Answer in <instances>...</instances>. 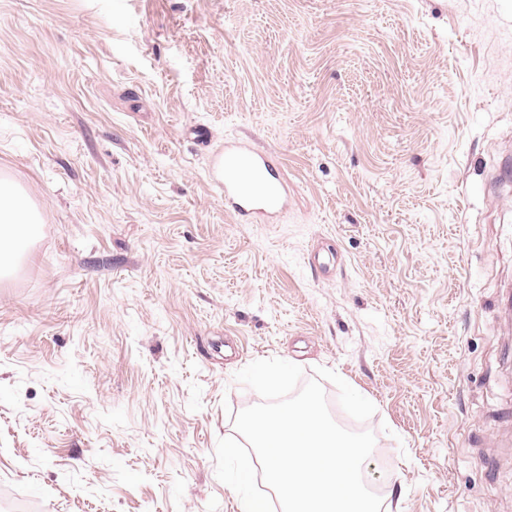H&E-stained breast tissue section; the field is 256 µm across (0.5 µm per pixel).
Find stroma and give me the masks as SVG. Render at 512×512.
Masks as SVG:
<instances>
[{
    "mask_svg": "<svg viewBox=\"0 0 512 512\" xmlns=\"http://www.w3.org/2000/svg\"><path fill=\"white\" fill-rule=\"evenodd\" d=\"M234 137L275 223L208 177ZM508 162L512 0H0L42 218L0 282V512H237L214 452L268 358L374 399L391 512H512ZM210 178L223 192L224 210L240 222L273 223L288 204L275 163L243 140L224 142L211 159Z\"/></svg>",
    "mask_w": 512,
    "mask_h": 512,
    "instance_id": "stroma-1",
    "label": "stroma"
}]
</instances>
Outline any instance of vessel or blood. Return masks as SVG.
Here are the masks:
<instances>
[{
  "label": "vessel or blood",
  "mask_w": 512,
  "mask_h": 512,
  "mask_svg": "<svg viewBox=\"0 0 512 512\" xmlns=\"http://www.w3.org/2000/svg\"><path fill=\"white\" fill-rule=\"evenodd\" d=\"M210 178L223 193L225 211L239 221L274 222L288 204V187L275 163L243 140L225 142L211 160Z\"/></svg>",
  "instance_id": "obj_1"
}]
</instances>
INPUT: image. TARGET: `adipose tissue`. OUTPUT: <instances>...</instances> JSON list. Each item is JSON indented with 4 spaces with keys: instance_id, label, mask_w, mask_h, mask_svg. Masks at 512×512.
<instances>
[{
    "instance_id": "adipose-tissue-1",
    "label": "adipose tissue",
    "mask_w": 512,
    "mask_h": 512,
    "mask_svg": "<svg viewBox=\"0 0 512 512\" xmlns=\"http://www.w3.org/2000/svg\"><path fill=\"white\" fill-rule=\"evenodd\" d=\"M39 223L38 209L26 188L0 174V280L18 270Z\"/></svg>"
}]
</instances>
